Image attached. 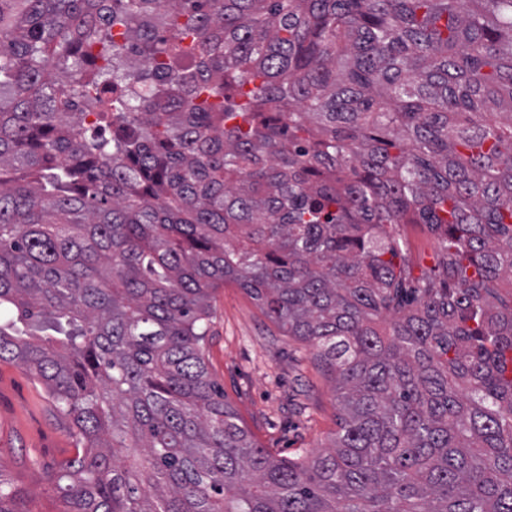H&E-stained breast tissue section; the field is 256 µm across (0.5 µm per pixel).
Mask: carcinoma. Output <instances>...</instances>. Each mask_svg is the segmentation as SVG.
Masks as SVG:
<instances>
[{"label":"carcinoma","instance_id":"cac0c4a2","mask_svg":"<svg viewBox=\"0 0 512 512\" xmlns=\"http://www.w3.org/2000/svg\"><path fill=\"white\" fill-rule=\"evenodd\" d=\"M505 279L512 0H0V362L75 440L62 512H512ZM227 283L334 375L325 449L225 401ZM407 235L415 259L414 274L420 275L423 271H429L439 261L434 237L423 227H408Z\"/></svg>","mask_w":512,"mask_h":512}]
</instances>
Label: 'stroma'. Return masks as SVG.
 <instances>
[{
  "label": "stroma",
  "instance_id": "35a3bbf8",
  "mask_svg": "<svg viewBox=\"0 0 512 512\" xmlns=\"http://www.w3.org/2000/svg\"><path fill=\"white\" fill-rule=\"evenodd\" d=\"M206 360L227 402L272 455L296 458L327 447L338 428L335 383L306 343L288 336L236 285L214 294ZM75 442L43 385L0 363V463L25 490L28 512H57L47 464Z\"/></svg>",
  "mask_w": 512,
  "mask_h": 512
}]
</instances>
